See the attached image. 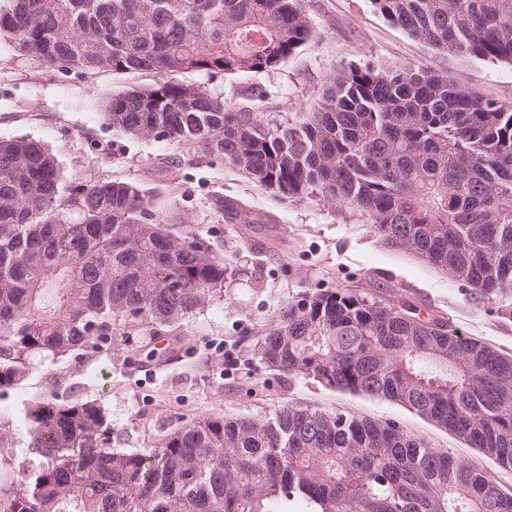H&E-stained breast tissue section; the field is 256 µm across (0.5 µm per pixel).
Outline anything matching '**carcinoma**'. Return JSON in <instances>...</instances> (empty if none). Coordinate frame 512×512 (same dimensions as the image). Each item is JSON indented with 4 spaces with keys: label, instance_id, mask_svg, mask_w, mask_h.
Masks as SVG:
<instances>
[{
    "label": "carcinoma",
    "instance_id": "carcinoma-1",
    "mask_svg": "<svg viewBox=\"0 0 512 512\" xmlns=\"http://www.w3.org/2000/svg\"><path fill=\"white\" fill-rule=\"evenodd\" d=\"M0 37L25 56L162 81L105 101L112 129L201 148L279 194L368 216L386 241L489 298L512 296V104L432 67L334 74L285 125L232 112L178 76L259 72L311 36L299 0H9ZM390 23L458 59L512 63V0H371ZM138 187H63L54 157L0 141V385L33 355L94 350L179 323L234 275L175 235ZM224 223L251 224L235 199ZM270 369L399 403L512 469V356L409 300L314 288L258 341ZM24 448L0 461V512H512V492L392 421L285 406L204 413L151 448L108 447L95 403L42 401Z\"/></svg>",
    "mask_w": 512,
    "mask_h": 512
}]
</instances>
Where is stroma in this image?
<instances>
[{"instance_id": "stroma-1", "label": "stroma", "mask_w": 512, "mask_h": 512, "mask_svg": "<svg viewBox=\"0 0 512 512\" xmlns=\"http://www.w3.org/2000/svg\"><path fill=\"white\" fill-rule=\"evenodd\" d=\"M312 34L275 69L237 75L190 72L184 82L223 96L233 111L263 113L273 124L312 111L329 78L351 64L431 66L464 86L512 103V63L460 60L389 23L370 0H300ZM154 73H98L50 67L0 38V139H29L57 158L66 185L129 182L143 189L170 231L190 232L241 274L223 297L201 305L154 358L131 337L109 348L60 357L34 356L26 375L0 387V430L23 446L25 412L35 402L92 401L112 425V449L149 448L167 431L206 412L262 418L298 405L391 420L432 446L495 474L512 492V471L405 407L325 388L301 375L270 370L257 341L279 305L311 288H354L415 303L423 315L450 320L464 335L512 354V300L500 303L462 286L422 258L387 244L367 216L348 207L282 197L235 168L197 162L195 148L133 138L109 127L103 100L155 85ZM235 198L254 221L228 224L220 209Z\"/></svg>"}]
</instances>
